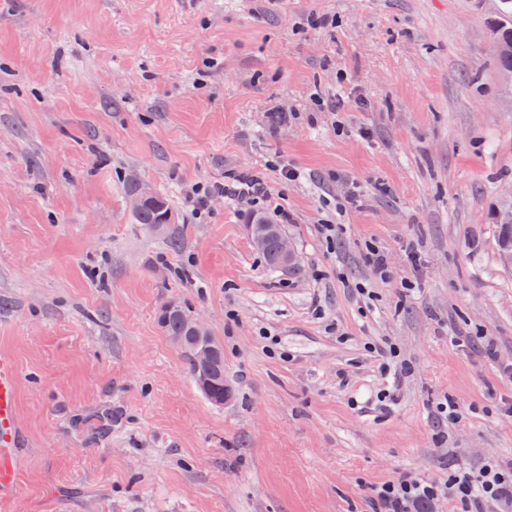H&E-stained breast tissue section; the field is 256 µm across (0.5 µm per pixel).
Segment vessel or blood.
Wrapping results in <instances>:
<instances>
[{"instance_id": "1", "label": "vessel or blood", "mask_w": 512, "mask_h": 512, "mask_svg": "<svg viewBox=\"0 0 512 512\" xmlns=\"http://www.w3.org/2000/svg\"><path fill=\"white\" fill-rule=\"evenodd\" d=\"M17 370L13 360L0 355V498L13 496L17 490L16 462L21 455L17 446L16 423Z\"/></svg>"}]
</instances>
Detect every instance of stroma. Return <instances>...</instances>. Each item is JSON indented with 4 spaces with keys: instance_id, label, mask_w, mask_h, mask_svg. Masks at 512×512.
I'll return each instance as SVG.
<instances>
[{
    "instance_id": "stroma-1",
    "label": "stroma",
    "mask_w": 512,
    "mask_h": 512,
    "mask_svg": "<svg viewBox=\"0 0 512 512\" xmlns=\"http://www.w3.org/2000/svg\"><path fill=\"white\" fill-rule=\"evenodd\" d=\"M500 3L0 0V355L23 449L0 512H375L395 473L512 459ZM241 171L259 190L225 196ZM135 186L168 196L179 248L134 222ZM256 214L299 273L266 267ZM168 301L223 343L224 405L161 331ZM506 213L512 214V204H504L499 210L495 224L496 255L500 265L506 269H512V223L504 224L499 216Z\"/></svg>"
}]
</instances>
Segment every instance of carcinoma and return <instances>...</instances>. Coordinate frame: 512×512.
<instances>
[{"instance_id": "carcinoma-1", "label": "carcinoma", "mask_w": 512, "mask_h": 512, "mask_svg": "<svg viewBox=\"0 0 512 512\" xmlns=\"http://www.w3.org/2000/svg\"><path fill=\"white\" fill-rule=\"evenodd\" d=\"M506 18L494 25L498 42L506 50L498 53L497 62L500 70L512 74V0H504ZM172 214L166 195L153 193L150 198L143 201L134 210V216L139 224L150 228H161L166 232L167 216ZM282 228L268 221L263 216L252 219V238H263V245L259 248L265 264L272 270L298 273L301 271V261L295 256L284 266L280 262V237ZM496 255L500 265L512 269V223L506 224L498 219L495 224ZM159 323L163 332L169 339L178 340L176 349L179 351L188 370L202 394L210 402H215L224 395V345L216 339H211L214 353L209 364L204 365L197 360L196 352L203 345V340L194 334L191 329V317L188 309L181 304L167 312H160Z\"/></svg>"}]
</instances>
